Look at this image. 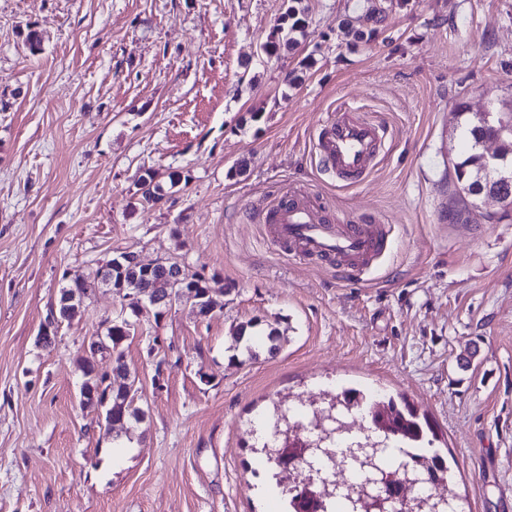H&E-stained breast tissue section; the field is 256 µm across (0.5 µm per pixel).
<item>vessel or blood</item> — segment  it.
<instances>
[{
  "instance_id": "vessel-or-blood-1",
  "label": "vessel or blood",
  "mask_w": 512,
  "mask_h": 512,
  "mask_svg": "<svg viewBox=\"0 0 512 512\" xmlns=\"http://www.w3.org/2000/svg\"><path fill=\"white\" fill-rule=\"evenodd\" d=\"M386 138L382 126L360 116L338 114L322 121L316 148L323 162L339 175H367ZM275 239L301 256L318 257L352 276L365 272L379 258L386 234L382 224H347L323 219L306 192H283L269 214Z\"/></svg>"
}]
</instances>
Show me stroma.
I'll use <instances>...</instances> for the list:
<instances>
[{"label": "stroma", "instance_id": "35a3bbf8", "mask_svg": "<svg viewBox=\"0 0 512 512\" xmlns=\"http://www.w3.org/2000/svg\"><path fill=\"white\" fill-rule=\"evenodd\" d=\"M371 3L307 0L300 47L270 59L286 0H0V512H269L262 415L349 387L405 396L453 494L512 512V216L462 206L452 167L458 103L512 111V0H385L353 41ZM344 109L387 132L359 180L314 144ZM148 168L189 182L134 207ZM291 185L326 217L382 220L384 255L352 277L287 254L265 215ZM121 251L204 273L215 306L135 319L145 418L114 437L79 363L122 295L99 286L51 347L37 336L63 274ZM253 318L280 349L241 363Z\"/></svg>", "mask_w": 512, "mask_h": 512}]
</instances>
